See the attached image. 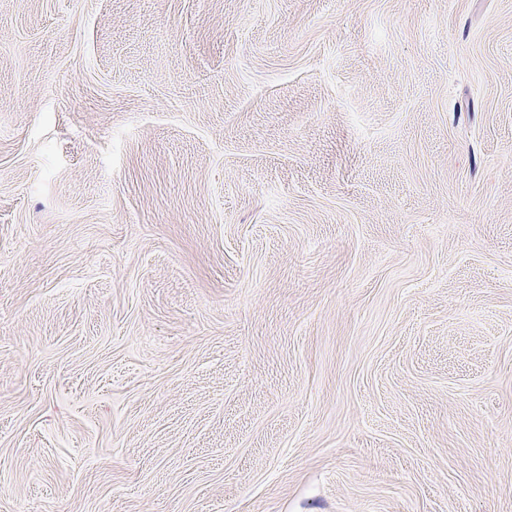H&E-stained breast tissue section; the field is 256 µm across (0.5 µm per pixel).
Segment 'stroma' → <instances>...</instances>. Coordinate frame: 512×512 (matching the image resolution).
Masks as SVG:
<instances>
[{"label":"stroma","instance_id":"35a3bbf8","mask_svg":"<svg viewBox=\"0 0 512 512\" xmlns=\"http://www.w3.org/2000/svg\"><path fill=\"white\" fill-rule=\"evenodd\" d=\"M0 512H512V0H0Z\"/></svg>","mask_w":512,"mask_h":512}]
</instances>
